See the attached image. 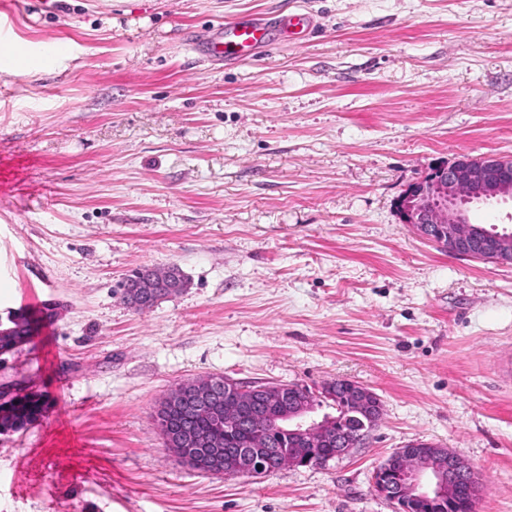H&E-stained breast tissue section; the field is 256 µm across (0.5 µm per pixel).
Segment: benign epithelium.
<instances>
[{"mask_svg": "<svg viewBox=\"0 0 512 512\" xmlns=\"http://www.w3.org/2000/svg\"><path fill=\"white\" fill-rule=\"evenodd\" d=\"M512 198V163L501 157L481 158L462 156L451 164H439L423 179L411 183L395 200L401 223L421 237L458 256L512 264V233L499 231L496 226L481 227L469 220L470 207L507 201ZM176 287L175 267L149 269L130 285L125 303L133 309L148 303H158L173 294ZM224 387V427L230 429L242 421L243 404L261 393L267 405H281L288 416L287 424L307 448L324 442L328 423L323 417L304 412L288 403L283 385H266L255 389L232 380L224 383L201 376L175 384L162 399L158 409L178 407L188 398L215 392ZM343 393L351 406L370 421L382 412L380 397L368 387L344 380ZM406 459L404 449L388 457L373 470V489L396 504L398 512H411L423 505L428 512H476L479 494L464 496L462 484L473 485L474 471L456 451L436 458L420 453L411 466H398L396 458ZM245 474L260 477L270 474L266 464L258 459L246 460L243 467L224 471L227 477Z\"/></svg>", "mask_w": 512, "mask_h": 512, "instance_id": "obj_1", "label": "benign epithelium"}]
</instances>
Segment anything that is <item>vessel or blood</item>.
I'll list each match as a JSON object with an SVG mask.
<instances>
[{
  "label": "vessel or blood",
  "mask_w": 512,
  "mask_h": 512,
  "mask_svg": "<svg viewBox=\"0 0 512 512\" xmlns=\"http://www.w3.org/2000/svg\"><path fill=\"white\" fill-rule=\"evenodd\" d=\"M309 28L303 14H262L245 16L225 23L205 39L193 42L192 49L201 61L227 62L254 56L272 46L276 36L299 34Z\"/></svg>",
  "instance_id": "1"
}]
</instances>
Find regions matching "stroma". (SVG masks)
<instances>
[{"label":"stroma","instance_id":"1","mask_svg":"<svg viewBox=\"0 0 512 512\" xmlns=\"http://www.w3.org/2000/svg\"><path fill=\"white\" fill-rule=\"evenodd\" d=\"M270 12L313 29L230 65L189 49ZM1 20L23 54L0 61V315L58 314L0 361L48 400L0 434V512H396L371 475L417 440L465 457L477 512H512V265L394 208L438 164L512 156V0H0ZM169 265L182 292L121 300ZM209 374L347 378L383 416L323 466L203 474L153 415Z\"/></svg>","mask_w":512,"mask_h":512}]
</instances>
